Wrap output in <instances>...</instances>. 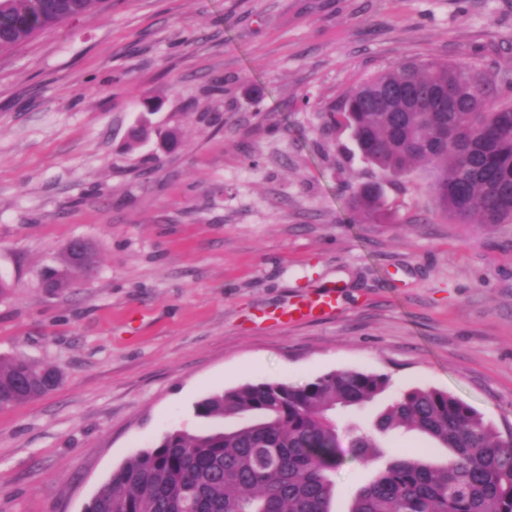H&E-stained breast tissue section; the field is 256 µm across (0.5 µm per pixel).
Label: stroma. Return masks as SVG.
I'll return each mask as SVG.
<instances>
[{"mask_svg": "<svg viewBox=\"0 0 512 512\" xmlns=\"http://www.w3.org/2000/svg\"><path fill=\"white\" fill-rule=\"evenodd\" d=\"M406 57L512 82V0H107L0 55V356L63 373L0 410V512H84L247 382L375 371L353 420L421 386L512 430V224L448 223L420 171L350 205L376 172L328 110ZM75 238L95 265L46 288ZM332 284L334 316L254 319ZM360 186L353 187L352 205L366 218L374 219L381 214L383 192L382 190L361 189Z\"/></svg>", "mask_w": 512, "mask_h": 512, "instance_id": "obj_1", "label": "stroma"}]
</instances>
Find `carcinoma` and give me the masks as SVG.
Wrapping results in <instances>:
<instances>
[{"label": "carcinoma", "instance_id": "carcinoma-1", "mask_svg": "<svg viewBox=\"0 0 512 512\" xmlns=\"http://www.w3.org/2000/svg\"><path fill=\"white\" fill-rule=\"evenodd\" d=\"M104 0H0V55L35 34L93 15ZM350 128L381 179L427 166V189L457 224H512V95L466 62L397 63L347 90L329 111ZM382 191L353 187L352 205L381 214ZM95 261L63 254L47 287L61 290ZM62 372L23 357H0V409L56 389ZM389 386L386 375L326 373L300 386L248 382L201 399L197 417L239 423L174 429L112 472L85 512H332V475L345 455L375 466L348 512H512V431L500 433L446 391L412 388L368 427L344 426ZM402 429L446 456H391L381 435ZM348 448L341 446V438Z\"/></svg>", "mask_w": 512, "mask_h": 512}]
</instances>
